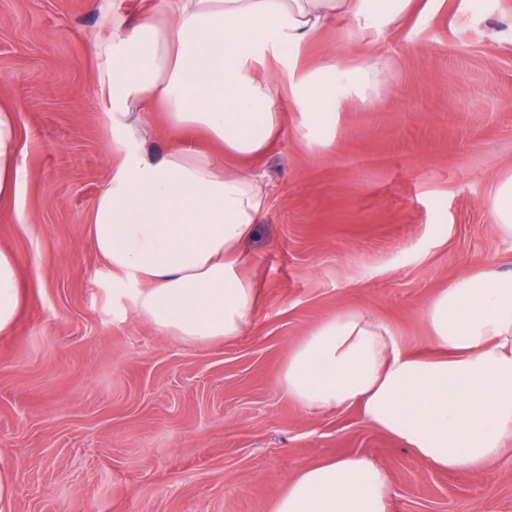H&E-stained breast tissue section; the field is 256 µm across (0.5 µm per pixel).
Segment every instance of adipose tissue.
<instances>
[{
    "label": "adipose tissue",
    "mask_w": 512,
    "mask_h": 512,
    "mask_svg": "<svg viewBox=\"0 0 512 512\" xmlns=\"http://www.w3.org/2000/svg\"><path fill=\"white\" fill-rule=\"evenodd\" d=\"M411 0H161L137 20L114 17L94 40L95 83L113 125L141 139L147 116L165 113L178 132L161 156L141 151L100 189L90 235L114 273L136 281V312L188 343L232 341L251 324L257 285L244 248L268 187L243 168L278 139L280 97L301 112L317 142L336 126V104L371 105L386 77L373 61L299 68L301 46L330 20L353 21L363 38L396 25ZM287 62L278 87L261 72ZM204 130L221 154L198 148ZM17 125L0 107V202L18 191ZM22 301L15 256L0 248V334ZM433 349L405 350L363 310L315 323L288 351L279 386L310 414L355 409L429 466L493 470L512 454V271L455 279L426 305ZM388 472L364 456L303 469L273 512H387Z\"/></svg>",
    "instance_id": "1"
}]
</instances>
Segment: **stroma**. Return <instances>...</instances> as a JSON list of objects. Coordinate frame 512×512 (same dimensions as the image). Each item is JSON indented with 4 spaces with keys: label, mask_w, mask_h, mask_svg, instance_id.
Masks as SVG:
<instances>
[{
    "label": "stroma",
    "mask_w": 512,
    "mask_h": 512,
    "mask_svg": "<svg viewBox=\"0 0 512 512\" xmlns=\"http://www.w3.org/2000/svg\"><path fill=\"white\" fill-rule=\"evenodd\" d=\"M151 2L0 0V103L16 114L23 171L0 205L22 294L0 335V512H272L301 470L357 455L390 474L388 512H512V456L488 473L440 472L355 410L313 417L278 386L319 319L364 310L424 352L423 311L441 288L512 271L491 207L512 172V0H412L372 52L384 88L369 107L341 101L326 145L287 110L250 165L270 191L247 244L254 320L207 344L139 317L89 233L113 169L170 142L161 112L143 143L112 127L93 80V38ZM360 39L334 21L299 63H362Z\"/></svg>",
    "instance_id": "35a3bbf8"
}]
</instances>
